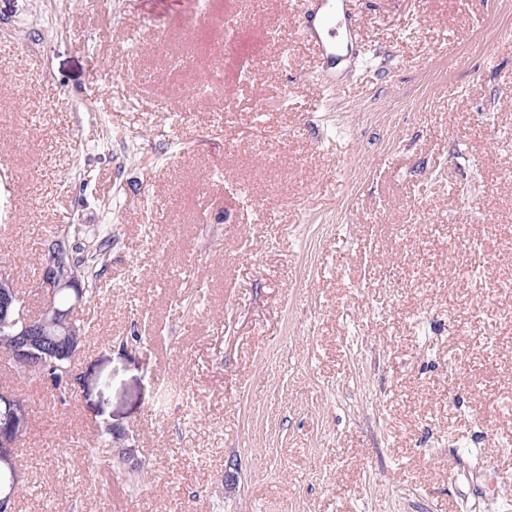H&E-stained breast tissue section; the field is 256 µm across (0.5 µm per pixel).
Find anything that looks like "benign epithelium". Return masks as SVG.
Here are the masks:
<instances>
[{
  "label": "benign epithelium",
  "instance_id": "obj_1",
  "mask_svg": "<svg viewBox=\"0 0 512 512\" xmlns=\"http://www.w3.org/2000/svg\"><path fill=\"white\" fill-rule=\"evenodd\" d=\"M38 288L45 295L46 303L41 314L31 318L19 302L13 278L7 273H0V330H6L9 336V342L0 351L18 366L53 357V366L64 372L74 353L72 337L77 332L73 328L72 310L82 304L81 284L71 266L48 252ZM66 289L74 291V299L70 307L62 308L53 302V295ZM0 407L4 408L0 412V473L13 474L18 437L22 430V419L18 416L22 402L14 395L1 393ZM17 490L14 480L0 483V512H12Z\"/></svg>",
  "mask_w": 512,
  "mask_h": 512
}]
</instances>
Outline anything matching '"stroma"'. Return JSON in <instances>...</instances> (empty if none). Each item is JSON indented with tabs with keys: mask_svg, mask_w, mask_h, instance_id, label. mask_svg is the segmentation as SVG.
I'll list each match as a JSON object with an SVG mask.
<instances>
[{
	"mask_svg": "<svg viewBox=\"0 0 512 512\" xmlns=\"http://www.w3.org/2000/svg\"><path fill=\"white\" fill-rule=\"evenodd\" d=\"M355 11L328 92L289 0H0V271L100 255L13 512H512V0ZM48 246H50L51 249L52 248L59 249L61 251V253L64 254L65 261L68 264L72 263V265L75 266L76 272H77L79 278L81 279L83 288L85 289L83 303H85L88 299L92 298L93 294H96V286L94 288H88V285L86 286L85 277H84V275H81V272L79 270V267L81 266V264H79L80 262L78 260L73 259V255H72L73 249L70 245L67 235H63L61 237H59V236L54 237V239L48 243Z\"/></svg>",
	"mask_w": 512,
	"mask_h": 512,
	"instance_id": "obj_1",
	"label": "stroma"
}]
</instances>
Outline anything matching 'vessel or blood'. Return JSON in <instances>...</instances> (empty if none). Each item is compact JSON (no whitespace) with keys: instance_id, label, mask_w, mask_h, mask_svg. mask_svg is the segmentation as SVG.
Returning <instances> with one entry per match:
<instances>
[{"instance_id":"obj_1","label":"vessel or blood","mask_w":512,"mask_h":512,"mask_svg":"<svg viewBox=\"0 0 512 512\" xmlns=\"http://www.w3.org/2000/svg\"><path fill=\"white\" fill-rule=\"evenodd\" d=\"M295 11L303 39L318 56L323 87L337 88L339 64L360 54L352 0H295Z\"/></svg>"}]
</instances>
